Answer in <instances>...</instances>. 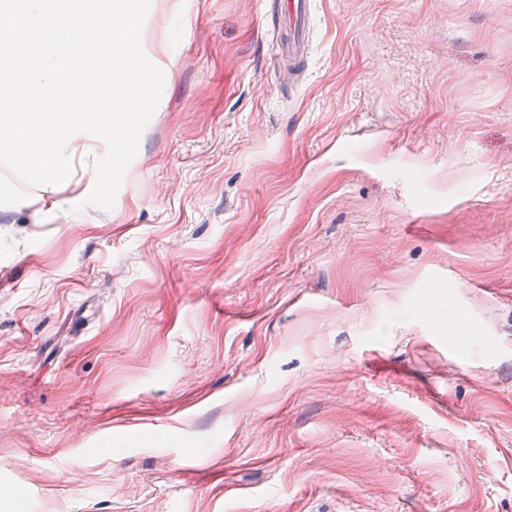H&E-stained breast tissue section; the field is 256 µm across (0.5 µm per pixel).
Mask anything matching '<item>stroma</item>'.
Segmentation results:
<instances>
[{"instance_id": "1", "label": "stroma", "mask_w": 512, "mask_h": 512, "mask_svg": "<svg viewBox=\"0 0 512 512\" xmlns=\"http://www.w3.org/2000/svg\"><path fill=\"white\" fill-rule=\"evenodd\" d=\"M151 0L115 204L0 167V512H512V0ZM273 30L279 46L280 60L290 71H300L308 53L306 30L311 0H271Z\"/></svg>"}]
</instances>
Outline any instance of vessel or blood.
Returning <instances> with one entry per match:
<instances>
[{
    "mask_svg": "<svg viewBox=\"0 0 512 512\" xmlns=\"http://www.w3.org/2000/svg\"><path fill=\"white\" fill-rule=\"evenodd\" d=\"M269 7L281 62L289 70H301L309 48L306 30L311 0H270Z\"/></svg>",
    "mask_w": 512,
    "mask_h": 512,
    "instance_id": "b4317fda",
    "label": "vessel or blood"
}]
</instances>
